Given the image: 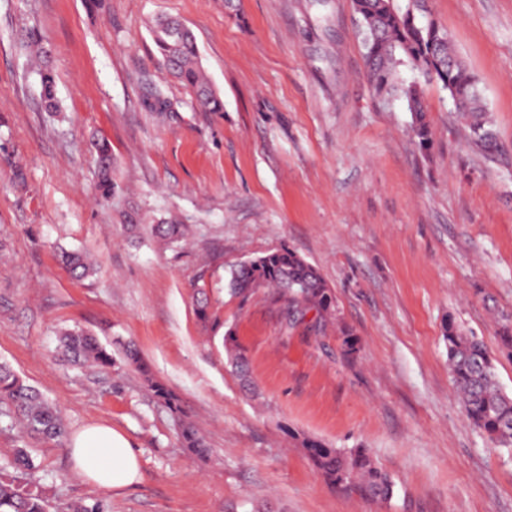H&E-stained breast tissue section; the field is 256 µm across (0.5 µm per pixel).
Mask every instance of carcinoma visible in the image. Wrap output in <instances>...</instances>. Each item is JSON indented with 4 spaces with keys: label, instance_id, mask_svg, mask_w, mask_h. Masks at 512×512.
<instances>
[{
    "label": "carcinoma",
    "instance_id": "carcinoma-1",
    "mask_svg": "<svg viewBox=\"0 0 512 512\" xmlns=\"http://www.w3.org/2000/svg\"><path fill=\"white\" fill-rule=\"evenodd\" d=\"M359 32L366 50L367 78L381 100L390 105L406 104L413 114L412 132L419 149L430 146L432 132L426 121L423 103L425 88L435 83L450 91L448 74L465 86L466 105L457 111L468 140L491 152L499 148L493 122L486 111L479 82L457 55L446 31L435 29L426 17L427 0H352ZM159 55V65L180 85L190 90L197 104L207 112H221L224 103L209 84L200 64L193 32L179 19L159 17L150 26ZM43 108L60 112L51 71L37 68ZM98 155V190L105 201L115 200L117 186L112 181V149L102 139L95 143ZM136 223L151 225L152 233L169 243L185 238L187 227L175 217H136ZM64 261L77 278H86L93 265L80 253H67ZM228 292L246 303L260 288L273 289L281 304L285 323L296 324L308 313L313 326L321 329L337 324L346 354L357 350L353 331L340 322L335 298L319 271L294 251L281 248L230 268ZM448 369L454 388L469 420L499 448H512V395L497 381L496 359L483 342L461 328L453 317L444 326ZM62 356L75 364L106 367L111 357L98 341L81 329H66L60 334ZM228 359L236 371L247 376V358L231 331L225 332ZM156 398L172 411H180L177 395L166 385L153 381ZM20 419L30 431L61 444L67 437L63 417L39 390L25 384L6 363L0 362V420ZM182 446L197 454L205 453L195 426L187 422L181 430ZM301 445L319 472L333 484L355 488L378 500L393 493V482L365 448H335L304 437ZM36 469L27 448H16L0 463V512H47L46 497L37 489L22 484L20 477Z\"/></svg>",
    "mask_w": 512,
    "mask_h": 512
}]
</instances>
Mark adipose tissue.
Returning <instances> with one entry per match:
<instances>
[{
	"mask_svg": "<svg viewBox=\"0 0 512 512\" xmlns=\"http://www.w3.org/2000/svg\"><path fill=\"white\" fill-rule=\"evenodd\" d=\"M69 449L78 474L101 488H123L139 477L140 461L131 441L108 423L81 428Z\"/></svg>",
	"mask_w": 512,
	"mask_h": 512,
	"instance_id": "1",
	"label": "adipose tissue"
}]
</instances>
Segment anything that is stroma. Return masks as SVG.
Here are the masks:
<instances>
[{
	"label": "stroma",
	"mask_w": 512,
	"mask_h": 512,
	"mask_svg": "<svg viewBox=\"0 0 512 512\" xmlns=\"http://www.w3.org/2000/svg\"><path fill=\"white\" fill-rule=\"evenodd\" d=\"M193 31L224 109L200 111L160 70L148 25ZM475 74L503 153L467 140L448 94L425 91L432 146L412 138L403 104L384 108L365 77L351 0H0V361L55 404L69 432L105 421L141 459L134 486L80 477L66 445L0 425V461L30 449L32 485L50 512L77 499L107 512H512V448L468 420L443 342L455 318L494 354L512 393L499 328L512 317V0H429ZM48 50L63 112L41 107L21 42ZM158 85L170 112L150 111ZM112 144L120 207L97 190L93 142ZM171 214V246L121 209ZM315 266L358 339L284 329L269 290L245 304L224 290L230 266L281 247ZM88 253L76 279L61 254ZM221 325L196 316L199 291ZM79 327L112 356L73 367L61 329ZM232 331L250 366L245 392L227 361ZM133 342L176 393L170 411L130 367ZM207 448H183V421ZM367 449L391 499L329 484L297 434Z\"/></svg>",
	"instance_id": "stroma-1"
}]
</instances>
